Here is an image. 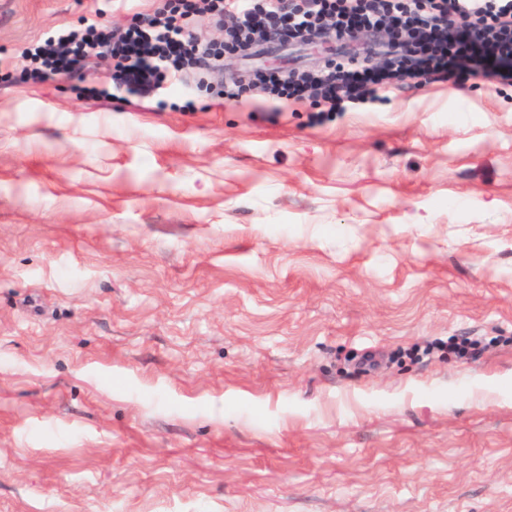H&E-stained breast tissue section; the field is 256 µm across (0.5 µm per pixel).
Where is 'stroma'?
<instances>
[{
	"instance_id": "stroma-1",
	"label": "stroma",
	"mask_w": 512,
	"mask_h": 512,
	"mask_svg": "<svg viewBox=\"0 0 512 512\" xmlns=\"http://www.w3.org/2000/svg\"><path fill=\"white\" fill-rule=\"evenodd\" d=\"M162 6L0 0V512H512V85L316 122L207 70L20 79ZM452 336L486 348L415 357Z\"/></svg>"
}]
</instances>
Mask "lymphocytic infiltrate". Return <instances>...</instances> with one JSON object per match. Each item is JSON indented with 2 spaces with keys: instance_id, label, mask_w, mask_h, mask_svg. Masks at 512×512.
<instances>
[{
  "instance_id": "f902f5d3",
  "label": "lymphocytic infiltrate",
  "mask_w": 512,
  "mask_h": 512,
  "mask_svg": "<svg viewBox=\"0 0 512 512\" xmlns=\"http://www.w3.org/2000/svg\"><path fill=\"white\" fill-rule=\"evenodd\" d=\"M203 13L220 17L234 34L244 36L261 17L291 36L324 33L331 18L347 32L391 24L416 33L406 63L393 59L374 68L349 56L306 76L278 69L254 76L272 98L320 99L333 112L347 101H375L380 86L394 80L437 76L458 82L475 72L512 80V0H303L300 8L285 14L268 6L262 16L257 0H167L153 17L133 20L119 34L91 26L49 36L28 50L32 65L20 77L43 81L72 73L88 57L108 56L121 86L132 94H150L162 79L158 61L171 62L178 70L203 61L220 66L218 54L195 36V18Z\"/></svg>"
}]
</instances>
